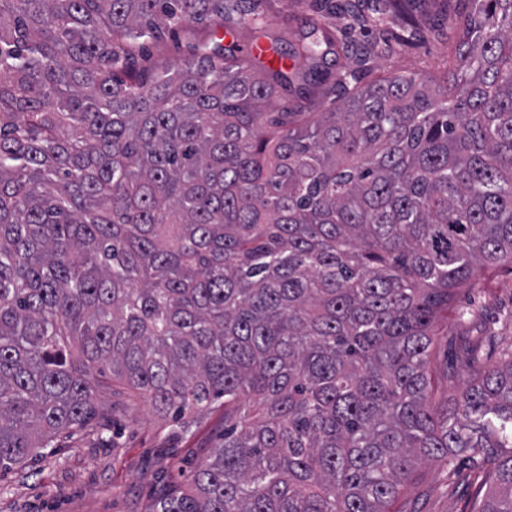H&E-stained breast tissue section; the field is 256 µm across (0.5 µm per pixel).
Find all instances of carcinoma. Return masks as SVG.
Instances as JSON below:
<instances>
[{
  "label": "carcinoma",
  "mask_w": 512,
  "mask_h": 512,
  "mask_svg": "<svg viewBox=\"0 0 512 512\" xmlns=\"http://www.w3.org/2000/svg\"><path fill=\"white\" fill-rule=\"evenodd\" d=\"M241 2L0 0V470L107 425L108 387L171 433L224 406L150 512H399L431 460L512 512V348L451 399L430 367L455 289L512 264V0H470L458 73L320 112L269 108L321 101L331 35L255 77ZM193 31L191 28H182L176 34L167 33L163 38V48L158 52L153 46L143 56L150 59L156 66L168 62H177L187 53V46L192 42Z\"/></svg>",
  "instance_id": "obj_1"
}]
</instances>
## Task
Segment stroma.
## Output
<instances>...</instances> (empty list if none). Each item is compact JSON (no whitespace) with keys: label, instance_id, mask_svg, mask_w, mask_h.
Masks as SVG:
<instances>
[{"label":"stroma","instance_id":"1","mask_svg":"<svg viewBox=\"0 0 512 512\" xmlns=\"http://www.w3.org/2000/svg\"><path fill=\"white\" fill-rule=\"evenodd\" d=\"M256 0L265 21L243 29L236 44L241 54L292 43L316 17L336 40L327 55L326 88L337 80L364 86L382 76L411 75L424 80L455 70L461 37L459 17L467 0H408L404 14H393L388 0ZM485 337L481 362L495 364L512 345V265L486 270L471 285L458 287L447 322L435 335L433 367L437 375L459 367L465 346ZM99 402L113 403V421L63 436L43 456L0 474V512H148L158 492L180 470L194 466L221 442L224 409L213 405L195 432L174 437L159 428L140 400L113 401L102 389ZM422 480L409 486L403 512H469L467 497L438 463L422 466Z\"/></svg>","mask_w":512,"mask_h":512}]
</instances>
